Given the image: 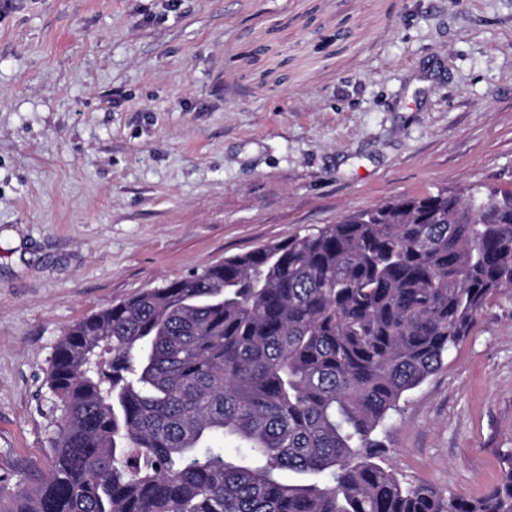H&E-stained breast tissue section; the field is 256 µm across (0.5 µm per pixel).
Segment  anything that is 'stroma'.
<instances>
[{"instance_id":"obj_1","label":"stroma","mask_w":512,"mask_h":512,"mask_svg":"<svg viewBox=\"0 0 512 512\" xmlns=\"http://www.w3.org/2000/svg\"><path fill=\"white\" fill-rule=\"evenodd\" d=\"M512 189V0H0V481L48 473L76 321L395 198ZM476 497L512 454V289L380 433Z\"/></svg>"}]
</instances>
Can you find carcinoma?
Instances as JSON below:
<instances>
[{
  "label": "carcinoma",
  "instance_id": "cac0c4a2",
  "mask_svg": "<svg viewBox=\"0 0 512 512\" xmlns=\"http://www.w3.org/2000/svg\"><path fill=\"white\" fill-rule=\"evenodd\" d=\"M511 288L512 191L488 188L401 197L114 303L58 341L52 463L0 484V512H512V463L445 496L377 439Z\"/></svg>",
  "mask_w": 512,
  "mask_h": 512
}]
</instances>
